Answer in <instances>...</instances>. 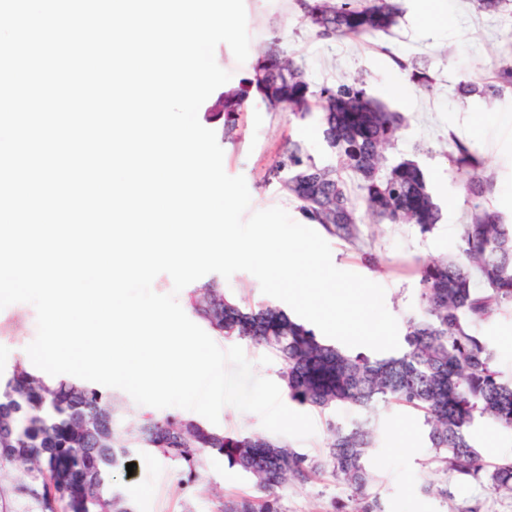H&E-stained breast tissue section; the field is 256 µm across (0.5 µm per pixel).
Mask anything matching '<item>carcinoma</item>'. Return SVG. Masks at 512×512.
Masks as SVG:
<instances>
[{"label": "carcinoma", "instance_id": "1", "mask_svg": "<svg viewBox=\"0 0 512 512\" xmlns=\"http://www.w3.org/2000/svg\"><path fill=\"white\" fill-rule=\"evenodd\" d=\"M301 19L315 36L364 40L398 25V0H296ZM420 88L433 84L430 70L395 58ZM512 88V61L493 65L492 76L459 82L457 92L496 96ZM271 112L302 123L317 116L335 162H323L297 141L276 156L267 171L280 190L299 203L303 219L353 243L360 226L412 224L422 235L440 219L423 170L402 157L391 160L404 117L371 97L357 80L313 86L273 35L251 76L220 92L224 139H238L239 120L252 93ZM449 172L464 192L466 221L457 225L454 254L418 260L419 309L404 319L399 349L379 357L327 344L282 308L249 305L227 296L210 280L190 292L192 312L229 340L263 347L283 364L288 398L329 415L321 456L311 458L289 442L262 435H231L195 420L147 417L132 427L112 394L78 380L47 386L20 364L0 382V512H128L132 506L112 486L127 473L134 452L153 450L174 462L189 499L199 494L201 456H224L253 479L255 493L226 497L211 512H281L290 489L329 473L350 490L342 512H384L372 489L368 466L378 443L382 410L391 404L423 414L432 456L424 488L448 499V477L484 483L512 496V455L487 463L476 439L478 424L491 420L512 436V377L495 368V353L480 335L492 317L512 314V224L487 206L494 189L484 161L454 140ZM361 414L342 421L333 411ZM81 478L88 500L76 504L65 484Z\"/></svg>", "mask_w": 512, "mask_h": 512}]
</instances>
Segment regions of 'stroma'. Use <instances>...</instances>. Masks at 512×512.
<instances>
[{"label": "stroma", "instance_id": "35a3bbf8", "mask_svg": "<svg viewBox=\"0 0 512 512\" xmlns=\"http://www.w3.org/2000/svg\"><path fill=\"white\" fill-rule=\"evenodd\" d=\"M244 4L251 37L246 62L237 63L227 44L215 50L218 65L231 74V85L249 77L276 26L312 85L365 79L368 93L405 117L395 154L415 159L424 170L442 211L440 222L424 236L409 224L366 223L356 243L333 236L327 239L333 264L383 286L387 309L396 319H403L418 307V277L412 259H437L455 249V230L465 205L461 188L448 176L446 150L453 139L472 134V145L485 161V173L495 181L489 206L512 220V208L507 205L512 199V90L492 100L457 94L463 77L487 76L495 62L512 53V0H505L501 11L493 15L481 11L477 0H442L441 9L456 18L453 27H445L437 15L423 17L406 11L392 35L335 42L315 39L311 28L300 23L294 0H244ZM399 57L417 59L434 77L430 89H415L409 101L388 95L390 87L409 81L406 71L395 63ZM240 133L237 142H222L223 166L228 175L244 176L251 210L279 206L294 221H301L297 202L282 193L276 182L267 180L266 172L291 140L300 142L316 159H329L317 122L289 124L287 114L268 111L255 95L241 118ZM371 254L380 260L377 267L367 262ZM36 333L32 305L16 303L0 310V377L25 356ZM481 334L494 349L499 370L512 376V315L494 318ZM383 419L369 466L385 512H449L451 506L473 504L480 505L481 512H512V497L474 481L449 480L451 498L447 501L425 493L422 485L430 451L422 420L395 406L385 409ZM135 463L132 476L116 479L135 512H210L216 498L254 491L252 481L217 454L203 456L197 468L200 494L192 500L183 494L174 463L149 451L137 452ZM346 501L345 485L324 475L303 488L289 490L281 506L284 512H334L335 505Z\"/></svg>", "mask_w": 512, "mask_h": 512}]
</instances>
